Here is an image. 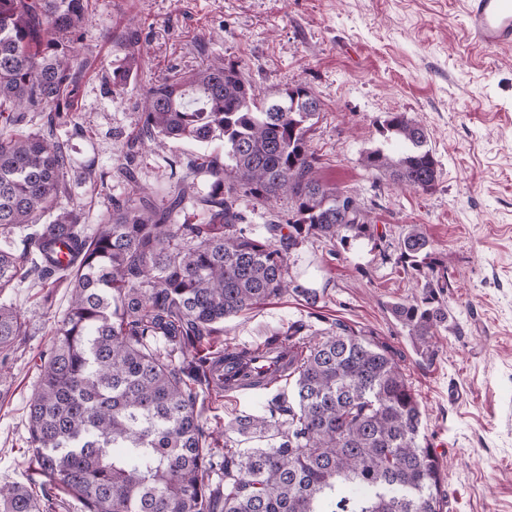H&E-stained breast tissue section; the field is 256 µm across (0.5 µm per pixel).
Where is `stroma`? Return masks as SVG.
<instances>
[{"label":"stroma","mask_w":512,"mask_h":512,"mask_svg":"<svg viewBox=\"0 0 512 512\" xmlns=\"http://www.w3.org/2000/svg\"><path fill=\"white\" fill-rule=\"evenodd\" d=\"M131 39L138 70L115 95L112 71ZM76 55L74 124L58 127L42 114L23 129L65 141L69 194L59 203L83 205L92 227L125 195L117 169L149 80L221 60L240 64L263 94L311 87L324 104L311 133L320 176L358 194L381 239L335 258L323 244L305 243L289 272L319 291L317 308L292 294L271 299L226 319L218 345L263 343L295 321L316 331L339 319L372 333L418 395L421 433L445 469L447 512H512V48L489 56L468 41L463 0H98ZM390 112L429 129L440 168L431 191L402 189L363 169L361 157L380 146L377 125ZM223 150L219 141L146 147L134 167L160 192L172 181L173 157ZM411 224L423 225L450 279L454 326L440 333L430 360L416 355L388 312L389 303L417 293L389 259ZM69 299L66 285L46 291L34 270L0 295L25 316L28 332L0 384V483L25 484L33 473L29 399ZM292 391L284 380L246 395L213 394L203 418L220 436L238 416L261 413Z\"/></svg>","instance_id":"35a3bbf8"}]
</instances>
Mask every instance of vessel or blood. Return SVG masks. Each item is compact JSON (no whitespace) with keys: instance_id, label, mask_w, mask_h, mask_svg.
<instances>
[{"instance_id":"1","label":"vessel or blood","mask_w":512,"mask_h":512,"mask_svg":"<svg viewBox=\"0 0 512 512\" xmlns=\"http://www.w3.org/2000/svg\"><path fill=\"white\" fill-rule=\"evenodd\" d=\"M469 40L489 53L512 46V0H466Z\"/></svg>"}]
</instances>
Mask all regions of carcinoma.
Masks as SVG:
<instances>
[{
    "instance_id": "obj_1",
    "label": "carcinoma",
    "mask_w": 512,
    "mask_h": 512,
    "mask_svg": "<svg viewBox=\"0 0 512 512\" xmlns=\"http://www.w3.org/2000/svg\"><path fill=\"white\" fill-rule=\"evenodd\" d=\"M97 0H0V238L27 230L21 248H0V293L26 274L42 287L66 274L68 313L28 404L30 444L41 488L57 485L83 512H444L442 465L421 437L420 402L385 344L340 321L320 333L290 325L267 343L298 351L291 400L243 415L224 429V449L201 420L199 398L218 389L224 362L246 349L211 354L224 320L284 293L316 303L319 293L289 275L288 258L313 240L332 257L375 239L353 190L325 183L310 133L322 103L304 83L261 94L242 70L212 63L172 71L143 88L131 161L149 143L224 142V156L198 154L162 194L127 182L105 222L90 230L82 208H61L70 165L62 142L13 132L31 114L75 120L74 45ZM138 68L133 47L112 85ZM365 171L414 191L432 190L440 169L427 127L390 112ZM210 177V189L195 180ZM286 198L287 217L266 235L248 228L241 200L266 206ZM68 251L71 261L52 260ZM395 264L416 279L419 295L390 313L417 354L434 356L449 328L448 267L420 224L408 225ZM26 336L19 311L0 304V354ZM182 360L154 345L159 337ZM264 443L238 448L234 436ZM22 483L0 485V512H44Z\"/></svg>"
}]
</instances>
